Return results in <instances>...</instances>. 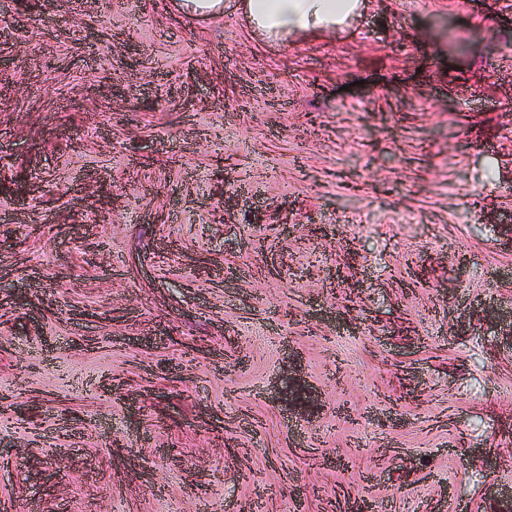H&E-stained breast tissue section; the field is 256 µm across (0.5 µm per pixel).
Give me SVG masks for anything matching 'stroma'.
Listing matches in <instances>:
<instances>
[{"label": "stroma", "mask_w": 512, "mask_h": 512, "mask_svg": "<svg viewBox=\"0 0 512 512\" xmlns=\"http://www.w3.org/2000/svg\"><path fill=\"white\" fill-rule=\"evenodd\" d=\"M178 2L0 0V512H512V0ZM180 5L181 11L188 16L218 17L224 10L223 0H182ZM243 3L250 23L272 35L336 29L363 6L362 0H245Z\"/></svg>", "instance_id": "1"}]
</instances>
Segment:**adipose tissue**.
<instances>
[{
	"label": "adipose tissue",
	"instance_id": "obj_1",
	"mask_svg": "<svg viewBox=\"0 0 512 512\" xmlns=\"http://www.w3.org/2000/svg\"><path fill=\"white\" fill-rule=\"evenodd\" d=\"M362 6V0H244L250 23L272 35L331 30L346 23Z\"/></svg>",
	"mask_w": 512,
	"mask_h": 512
}]
</instances>
